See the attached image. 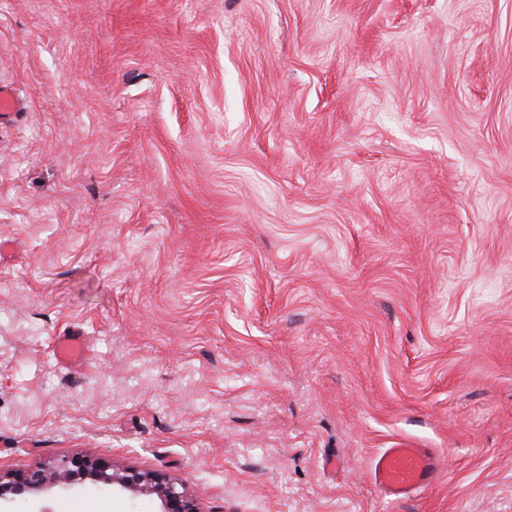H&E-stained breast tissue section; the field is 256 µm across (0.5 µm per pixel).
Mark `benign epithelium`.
<instances>
[{
    "mask_svg": "<svg viewBox=\"0 0 512 512\" xmlns=\"http://www.w3.org/2000/svg\"><path fill=\"white\" fill-rule=\"evenodd\" d=\"M112 491L132 498L153 496L158 501L157 512H198L194 500L168 477L151 470H117L103 460L73 458L65 460L58 469H42L0 474V512H14L15 497L29 499V512H47L42 507L45 495L52 491Z\"/></svg>",
    "mask_w": 512,
    "mask_h": 512,
    "instance_id": "obj_1",
    "label": "benign epithelium"
}]
</instances>
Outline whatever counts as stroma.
Wrapping results in <instances>:
<instances>
[{"label": "stroma", "mask_w": 512, "mask_h": 512, "mask_svg": "<svg viewBox=\"0 0 512 512\" xmlns=\"http://www.w3.org/2000/svg\"><path fill=\"white\" fill-rule=\"evenodd\" d=\"M0 84L1 473L512 512V0H0ZM401 443L439 462L403 503ZM54 348L61 363L75 364L84 359L85 349L77 336H58ZM375 483L392 501H400L437 478L434 456L425 448H384L372 460Z\"/></svg>", "instance_id": "obj_1"}]
</instances>
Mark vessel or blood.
Instances as JSON below:
<instances>
[{"label":"vessel or blood","mask_w":512,"mask_h":512,"mask_svg":"<svg viewBox=\"0 0 512 512\" xmlns=\"http://www.w3.org/2000/svg\"><path fill=\"white\" fill-rule=\"evenodd\" d=\"M54 348L61 362L75 364L84 358L85 349L78 337H56ZM371 473L384 494L399 501L433 482L437 477V466L434 456L426 449L386 448L373 458Z\"/></svg>","instance_id":"b4317fda"}]
</instances>
